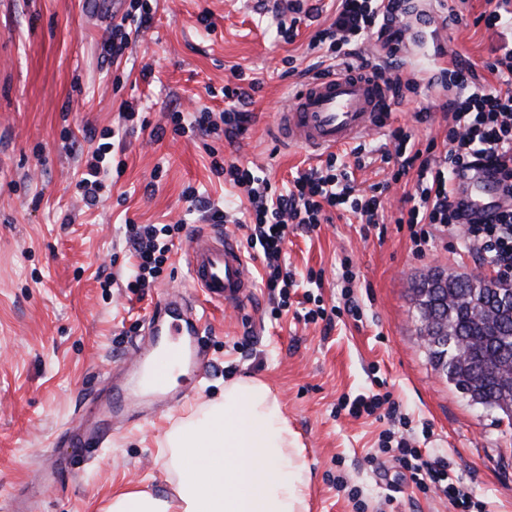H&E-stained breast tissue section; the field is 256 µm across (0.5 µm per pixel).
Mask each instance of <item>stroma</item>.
Wrapping results in <instances>:
<instances>
[{
    "mask_svg": "<svg viewBox=\"0 0 512 512\" xmlns=\"http://www.w3.org/2000/svg\"><path fill=\"white\" fill-rule=\"evenodd\" d=\"M83 2L0 0V512L26 498L35 512H103L115 491L169 490L167 432L186 409L209 404L241 377L266 383L297 432L311 472L310 512H359V503L360 512H455L380 452L385 422L337 414L340 397L380 381L414 432L430 425L429 454L448 457L486 512H512V426L433 369L413 307L417 282L432 270L491 272L453 241L415 253L408 229L395 222L414 177L383 195L384 222L369 234L337 210L313 232L288 231V262L298 280L320 277L324 307L344 304L341 263L350 260L361 321L343 313L329 328L291 311L272 319L260 287L240 310L205 305L179 257L196 233L212 228L190 209L186 187L239 203L238 189L211 172L208 146L225 161L260 168L280 188L315 167L304 151L279 141L276 125L283 100L316 66L307 44L317 26L332 22L330 0H308L321 14L301 20L290 43L276 35L278 19L289 16L278 2L261 9L251 0H154L151 24L116 60L104 50L114 15L106 8L90 19ZM483 10L484 0H467L463 24L428 35L417 56H394L420 88L392 103L388 127L404 128L422 145L444 143L448 123L438 107L445 96L436 77L453 55L480 67L512 46V28L478 23ZM205 12L209 30L197 21ZM239 68L260 85L245 101L243 135L154 137L169 110L221 112L217 92ZM124 101L143 124L125 140V171L109 198L87 206L77 179L97 145L91 134L115 126ZM423 109L431 115L422 120ZM129 220L186 223L158 283L141 295L102 285L133 270L123 237ZM169 292L204 308L207 318L201 377L190 382V396L124 422L102 447L78 446L73 426L108 397L114 368L131 361Z\"/></svg>",
    "mask_w": 512,
    "mask_h": 512,
    "instance_id": "stroma-1",
    "label": "stroma"
}]
</instances>
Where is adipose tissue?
Returning <instances> with one entry per match:
<instances>
[{
	"label": "adipose tissue",
	"mask_w": 512,
	"mask_h": 512,
	"mask_svg": "<svg viewBox=\"0 0 512 512\" xmlns=\"http://www.w3.org/2000/svg\"><path fill=\"white\" fill-rule=\"evenodd\" d=\"M167 493L127 489L104 512H308L310 479L295 433L266 384L237 379L166 435Z\"/></svg>",
	"instance_id": "adipose-tissue-1"
}]
</instances>
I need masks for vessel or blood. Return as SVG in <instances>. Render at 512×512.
<instances>
[{
  "label": "vessel or blood",
  "instance_id": "b4317fda",
  "mask_svg": "<svg viewBox=\"0 0 512 512\" xmlns=\"http://www.w3.org/2000/svg\"><path fill=\"white\" fill-rule=\"evenodd\" d=\"M390 105L384 81L372 71L314 78L296 91L282 112L278 134L293 147L311 152L332 150L380 132ZM185 257L189 276L208 303L240 306L252 297L255 280L249 271V259L234 237L218 230L196 234ZM202 320L196 308L176 293L167 294L152 316V330L164 331L172 341L160 366V399L174 396L169 372L182 369L189 374L199 373ZM141 409V400L128 388L113 386L111 401L99 406L100 419L85 430L84 443L98 444L111 435L118 420Z\"/></svg>",
  "mask_w": 512,
  "mask_h": 512
}]
</instances>
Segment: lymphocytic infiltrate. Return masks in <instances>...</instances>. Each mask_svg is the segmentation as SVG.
<instances>
[{
	"instance_id": "f902f5d3",
	"label": "lymphocytic infiltrate",
	"mask_w": 512,
	"mask_h": 512,
	"mask_svg": "<svg viewBox=\"0 0 512 512\" xmlns=\"http://www.w3.org/2000/svg\"><path fill=\"white\" fill-rule=\"evenodd\" d=\"M403 0H336L335 19L312 35L308 47L325 58L324 74H336L357 67L373 65L369 56L355 54V47L368 42L380 23H394L402 16ZM376 66V65H373ZM393 98L416 92L418 84L403 77L392 63L376 66ZM494 83H482L473 65L458 61L442 80L448 97L441 109L450 116L448 142L444 151L435 143L418 148L403 128L391 130L390 144L380 154L384 164L394 165L391 181L373 184L368 191H356L352 174L340 164L336 154H329L326 165L295 177L291 187L274 192L269 178L250 167L224 163L218 149H211V168L216 175L244 188L250 206L245 226L249 247L262 249L261 284L273 304L272 317H279L290 307L291 294L300 283L284 260L289 225L313 231L327 218L331 209H342L359 216L363 231L379 222L381 197L391 182L415 174L413 191L405 193L404 208L397 219L407 225L417 249H424L435 239L454 237L465 252L479 263L493 268L498 278L512 280V49L505 50L486 65ZM226 107L213 114L201 107L191 120L182 113L166 116L174 133L192 128L202 133H223L233 138L241 134L248 115L240 108L246 91L241 85L223 90ZM102 141L86 163L79 185L87 204L96 205L102 197L109 174L106 158L115 147V132L103 130ZM496 168L500 179L498 197L487 213L471 210L465 198L455 197L456 183L472 178L477 169ZM183 224H134L126 226L128 242L137 259L136 268L126 286L137 292L152 287L163 272V265L183 231ZM338 411L359 418L383 415L389 427L381 435L382 453L403 470L423 491L438 490L448 497L457 512H485V504L454 481L448 458L424 455L414 437L402 435L410 420L400 413L389 394L368 393L342 397Z\"/></svg>"
}]
</instances>
